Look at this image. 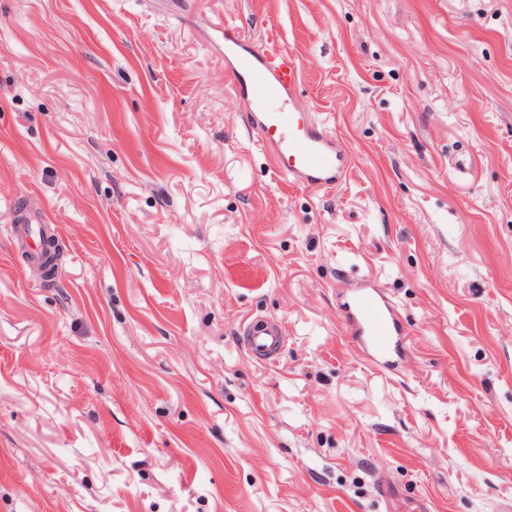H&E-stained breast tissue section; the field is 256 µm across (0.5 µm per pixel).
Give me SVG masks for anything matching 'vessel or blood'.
<instances>
[{"label":"vessel or blood","instance_id":"b4317fda","mask_svg":"<svg viewBox=\"0 0 512 512\" xmlns=\"http://www.w3.org/2000/svg\"><path fill=\"white\" fill-rule=\"evenodd\" d=\"M237 59L236 85L252 111L253 125L275 173L306 188L331 189L346 175L351 155L343 141L311 113L296 111L295 91L300 66L288 51L255 47L231 39L224 46ZM19 236L29 259L43 252L42 213L25 211ZM345 330L353 344L378 368L393 370L408 353L410 340L393 301L367 283H359L345 314ZM245 346L257 360H276L284 342L282 325L269 317L253 316L242 326Z\"/></svg>","mask_w":512,"mask_h":512}]
</instances>
